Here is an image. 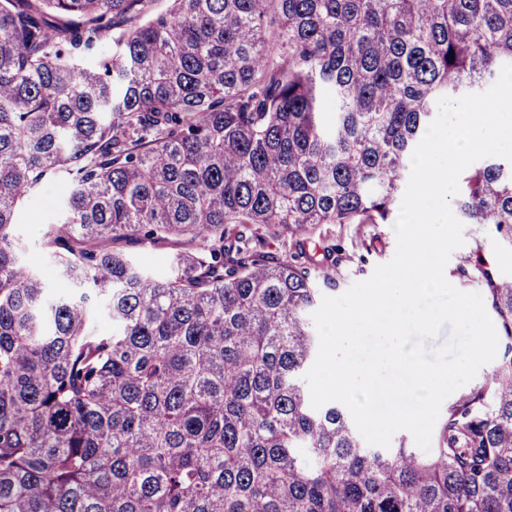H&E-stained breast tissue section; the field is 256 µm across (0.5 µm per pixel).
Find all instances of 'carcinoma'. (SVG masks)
Returning a JSON list of instances; mask_svg holds the SVG:
<instances>
[{"instance_id":"1","label":"carcinoma","mask_w":512,"mask_h":512,"mask_svg":"<svg viewBox=\"0 0 512 512\" xmlns=\"http://www.w3.org/2000/svg\"><path fill=\"white\" fill-rule=\"evenodd\" d=\"M158 2L0 0V512H512V278L481 255L501 355L429 451L305 380L347 258L316 230L390 223L438 100L512 63V0ZM49 178L56 292L14 233ZM452 206L512 247V163ZM137 256L155 276L163 277L168 273V250H139Z\"/></svg>"}]
</instances>
